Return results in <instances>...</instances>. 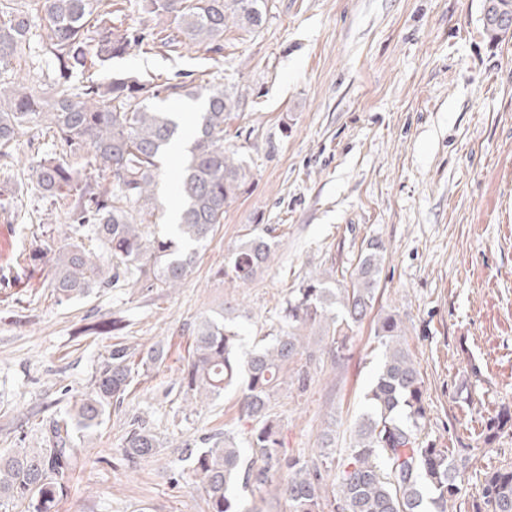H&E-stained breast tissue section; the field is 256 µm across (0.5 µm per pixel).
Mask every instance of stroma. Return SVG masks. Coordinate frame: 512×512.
I'll return each instance as SVG.
<instances>
[{
	"mask_svg": "<svg viewBox=\"0 0 512 512\" xmlns=\"http://www.w3.org/2000/svg\"><path fill=\"white\" fill-rule=\"evenodd\" d=\"M483 4L266 0L262 27L228 26L221 52L145 45L112 60L115 76L237 85L248 96L224 142L244 159L250 188L175 289L121 283L58 302L43 286L56 223L26 176L29 150L0 161V194L17 200L0 267L21 253L33 273L27 291L0 287V451L40 447L113 344L167 353L81 441L85 462L59 512H206L182 471L184 449L224 433L245 444L250 426L238 390L196 404L179 386L200 318L236 307L250 351L278 333L290 288L350 268L372 238L386 248L377 303L403 320L430 439L482 469L512 464V431L489 452L475 443L483 421L512 405V34L486 33ZM256 224L273 228L275 257L252 282L232 281L224 259ZM115 317L119 334H84L90 321ZM306 335L319 351L308 386L282 388L273 402L286 457L315 455L330 419L337 451L348 447L381 353L367 323L337 364L317 329ZM137 419L159 445L131 461L121 443Z\"/></svg>",
	"mask_w": 512,
	"mask_h": 512,
	"instance_id": "1",
	"label": "stroma"
}]
</instances>
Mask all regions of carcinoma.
Returning <instances> with one entry per match:
<instances>
[{"mask_svg": "<svg viewBox=\"0 0 512 512\" xmlns=\"http://www.w3.org/2000/svg\"><path fill=\"white\" fill-rule=\"evenodd\" d=\"M143 8L159 22L153 33L157 48L168 51L185 46L218 52L228 24L251 33L264 21V0H143ZM143 40L112 24V0H0V158L14 157L20 138L27 137L33 150L28 179L50 199L65 227L47 282L60 302L121 281L149 292L179 287L192 274L199 249L224 222L226 207L246 191L244 160L224 146V122L243 109L246 95L102 73L108 61ZM21 62L47 69L44 92L27 91L12 79ZM77 73L86 75V84L74 83ZM164 93L202 98L204 107L175 180L178 222L160 234L148 231L144 221L158 209L159 163L180 128L175 113L147 104ZM39 130L53 132L62 152L40 151ZM272 232L256 227L240 240L224 274L243 282L254 278L275 254ZM384 259L383 243L371 239L349 282L331 274L302 281L285 300L282 332L244 362L236 318L219 312L196 326L182 387L209 400L240 387V414L251 423L248 447L262 461L257 469L244 463L242 449L227 434L188 449L183 461L205 493L207 512H239L231 494L236 487L283 497L289 512H426V491L433 493L431 512H448V503L460 495L468 460L423 437L424 379L394 310L374 319L382 357L366 393L369 412L356 424L349 448L335 456L333 421L322 431L318 457L285 460L278 452L271 403L290 380L305 387L315 356L302 330L319 328L324 352L340 362L354 328L375 308ZM163 357L153 347L136 361L128 347L113 344L89 391L72 398L66 416L50 422L42 447L0 451V512H51L80 463L74 429L99 428L110 408L123 403L139 370ZM301 359L305 363L289 368ZM510 429L512 408L504 405L484 422L477 442L490 447ZM154 448V435L139 423L123 438L122 453L130 460ZM283 469L288 479L273 484L271 476ZM331 470L337 486L332 493L324 478ZM471 512H512V465L485 472Z\"/></svg>", "mask_w": 512, "mask_h": 512, "instance_id": "carcinoma-1", "label": "carcinoma"}]
</instances>
